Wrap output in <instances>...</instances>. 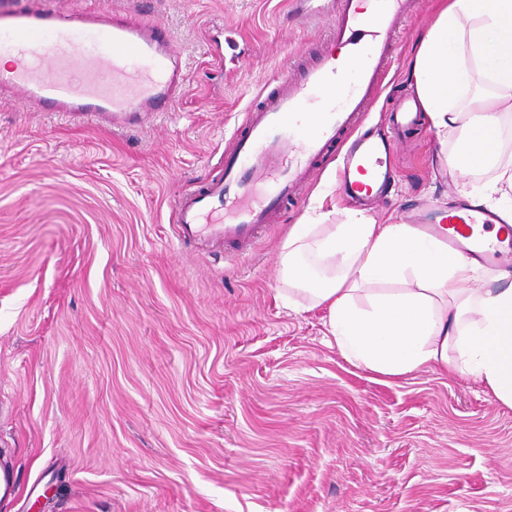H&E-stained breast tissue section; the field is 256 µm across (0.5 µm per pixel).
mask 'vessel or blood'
I'll return each mask as SVG.
<instances>
[{
	"instance_id": "obj_1",
	"label": "vessel or blood",
	"mask_w": 512,
	"mask_h": 512,
	"mask_svg": "<svg viewBox=\"0 0 512 512\" xmlns=\"http://www.w3.org/2000/svg\"><path fill=\"white\" fill-rule=\"evenodd\" d=\"M414 7L415 0H336L320 60L249 105L224 154L223 178L180 199L177 241L250 252L311 174L335 155L342 158L346 197L381 195L390 182V136L359 128L382 91L395 37ZM341 49L356 59V74L340 62ZM5 51L16 54L20 65L0 72L1 95L115 128L136 127L166 111L181 71L179 50L160 27L106 12L0 6V53ZM331 89L336 98L324 99ZM394 111L395 129L415 127L418 115L408 97ZM499 222L494 211L465 206L437 212L428 231L478 260L505 262L512 250L475 232Z\"/></svg>"
}]
</instances>
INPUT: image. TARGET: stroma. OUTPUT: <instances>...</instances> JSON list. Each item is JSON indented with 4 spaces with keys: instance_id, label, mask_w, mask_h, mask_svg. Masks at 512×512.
I'll use <instances>...</instances> for the list:
<instances>
[{
    "instance_id": "stroma-1",
    "label": "stroma",
    "mask_w": 512,
    "mask_h": 512,
    "mask_svg": "<svg viewBox=\"0 0 512 512\" xmlns=\"http://www.w3.org/2000/svg\"><path fill=\"white\" fill-rule=\"evenodd\" d=\"M53 2L161 23L184 80L124 129L0 98V512H512V409L427 369L385 381L327 345L322 310L288 306L290 229L352 207L338 159L242 258L174 236L246 107L323 49L332 0L310 24L290 0ZM438 2L405 23L385 96L413 89ZM453 147L430 127L396 142L368 215L421 224L461 200Z\"/></svg>"
}]
</instances>
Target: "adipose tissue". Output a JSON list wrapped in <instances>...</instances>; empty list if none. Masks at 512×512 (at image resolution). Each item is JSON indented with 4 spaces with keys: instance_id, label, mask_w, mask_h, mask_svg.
<instances>
[{
    "instance_id": "adipose-tissue-1",
    "label": "adipose tissue",
    "mask_w": 512,
    "mask_h": 512,
    "mask_svg": "<svg viewBox=\"0 0 512 512\" xmlns=\"http://www.w3.org/2000/svg\"><path fill=\"white\" fill-rule=\"evenodd\" d=\"M421 108L455 146L443 163L460 177L494 180L467 190L512 224V0H443L410 59ZM297 224L279 256L281 277L327 313L329 343L354 366L397 380L427 368L480 381L512 408V273L484 280L462 254L413 227L362 210L342 223Z\"/></svg>"
}]
</instances>
